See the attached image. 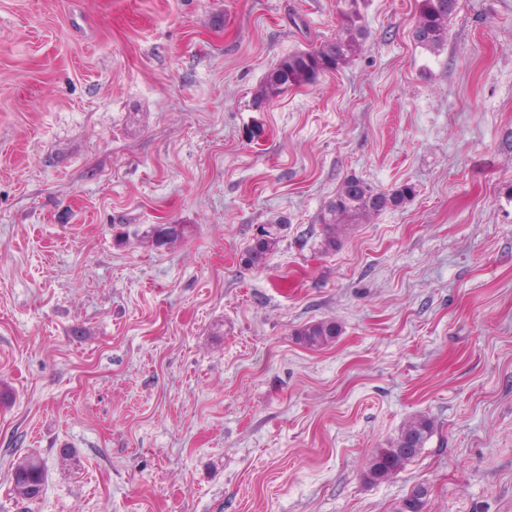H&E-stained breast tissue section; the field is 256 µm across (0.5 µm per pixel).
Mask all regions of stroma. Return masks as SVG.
Here are the masks:
<instances>
[{"label": "stroma", "instance_id": "35a3bbf8", "mask_svg": "<svg viewBox=\"0 0 512 512\" xmlns=\"http://www.w3.org/2000/svg\"><path fill=\"white\" fill-rule=\"evenodd\" d=\"M343 6L0 0V512H512V0H459L434 53L416 0H359L360 53L256 103ZM349 175L416 195L327 252ZM282 227V224H263L245 248L242 263L250 268L264 267L268 256L277 250L281 242ZM341 327L331 320L307 323L296 333L300 342L310 349H323L335 342ZM434 432L433 421L424 415L412 417L386 448L375 449L367 464L365 478L370 483L386 480L414 459ZM12 493L16 501L30 502L34 493L45 488L48 475L42 460L34 454L18 457L12 464Z\"/></svg>", "mask_w": 512, "mask_h": 512}]
</instances>
